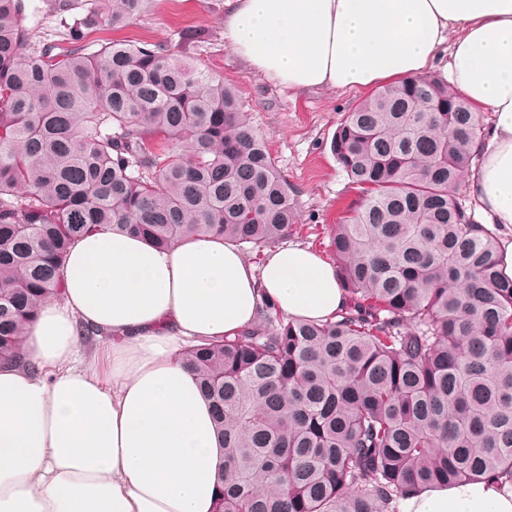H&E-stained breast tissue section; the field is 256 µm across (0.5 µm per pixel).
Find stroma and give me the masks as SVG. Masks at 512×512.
<instances>
[{"mask_svg": "<svg viewBox=\"0 0 512 512\" xmlns=\"http://www.w3.org/2000/svg\"><path fill=\"white\" fill-rule=\"evenodd\" d=\"M75 3L74 10L59 15L53 0H25L24 23L36 35L63 39L92 0ZM187 27L201 32L204 42L183 44L180 32ZM112 40L166 43L175 54L198 58L203 69L233 85L247 102L250 121L266 139L277 169L295 191L298 225L292 242L324 252L328 225L342 223L360 195L330 144L337 125L365 99V92L320 88L298 94L250 72L224 39V0H154L123 28L103 24L87 31L84 43L94 51Z\"/></svg>", "mask_w": 512, "mask_h": 512, "instance_id": "stroma-1", "label": "stroma"}]
</instances>
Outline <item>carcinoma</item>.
<instances>
[{
	"label": "carcinoma",
	"mask_w": 512,
	"mask_h": 512,
	"mask_svg": "<svg viewBox=\"0 0 512 512\" xmlns=\"http://www.w3.org/2000/svg\"><path fill=\"white\" fill-rule=\"evenodd\" d=\"M147 2L98 0L63 47L0 0V358L23 360L85 235L215 233L261 263L296 230L234 87L163 43L85 53V29ZM480 138L436 77L381 86L337 126L332 153L361 188L328 231L344 307L290 320L266 298L255 326L188 352L224 435L215 512H398L486 477L512 492V279L455 193Z\"/></svg>",
	"instance_id": "obj_1"
}]
</instances>
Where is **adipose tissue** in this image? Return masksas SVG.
I'll return each instance as SVG.
<instances>
[{
  "label": "adipose tissue",
  "mask_w": 512,
  "mask_h": 512,
  "mask_svg": "<svg viewBox=\"0 0 512 512\" xmlns=\"http://www.w3.org/2000/svg\"><path fill=\"white\" fill-rule=\"evenodd\" d=\"M224 5V39L249 71L298 92L445 68L474 112L492 115L466 185L512 278V0ZM64 276L62 299L27 328L25 363H0V512H214L222 440L182 353L254 326L265 298L319 321L346 302L335 264L311 248L277 249L258 267L216 235L162 250L93 233ZM89 332L109 341L98 369L80 347ZM398 512H512V492L462 480L401 498Z\"/></svg>",
  "instance_id": "obj_1"
}]
</instances>
